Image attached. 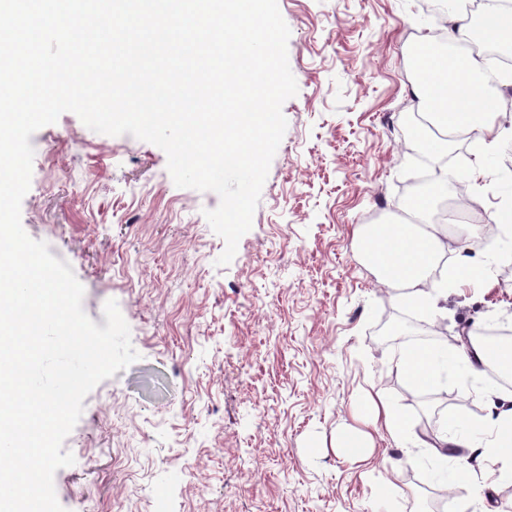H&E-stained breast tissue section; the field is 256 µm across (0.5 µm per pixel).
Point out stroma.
I'll return each mask as SVG.
<instances>
[{
    "instance_id": "1",
    "label": "stroma",
    "mask_w": 512,
    "mask_h": 512,
    "mask_svg": "<svg viewBox=\"0 0 512 512\" xmlns=\"http://www.w3.org/2000/svg\"><path fill=\"white\" fill-rule=\"evenodd\" d=\"M278 0L298 84L287 129L251 229L230 264L204 216L214 192L176 187L159 147L87 128L72 112L37 130L21 222L68 262L83 309L105 326L115 300L140 358L100 382L63 448L74 465L54 488L66 512H512V474H473L419 447L439 430L472 432L491 398L512 393L446 380L422 391L398 370L409 342L378 330L401 301L353 246L366 215L402 216L415 159L405 126L415 111L410 44L460 16L445 0ZM482 158L467 182L483 213L502 203L512 137L490 150L458 138L449 153ZM481 280L449 289L417 320L456 335L489 321L512 330V269L469 228ZM380 391L405 424L374 434L363 460L336 448L359 425L362 389ZM443 469V481L428 480Z\"/></svg>"
}]
</instances>
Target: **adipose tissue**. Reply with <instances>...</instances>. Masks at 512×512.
Masks as SVG:
<instances>
[{"instance_id":"adipose-tissue-1","label":"adipose tissue","mask_w":512,"mask_h":512,"mask_svg":"<svg viewBox=\"0 0 512 512\" xmlns=\"http://www.w3.org/2000/svg\"><path fill=\"white\" fill-rule=\"evenodd\" d=\"M480 70L478 61L469 54L449 56L447 63L430 58L423 62L417 87V106L431 110V102H440V110L432 112L434 123L443 129L446 137L436 144L438 151L448 149V139L468 135L481 141L497 142L505 131L494 124V113L476 107L472 90L475 75ZM431 208L423 205L408 207L409 218L392 225L390 232L376 234L356 231L354 247L365 260L377 264L386 286L398 298L420 305H436L445 288L437 282L434 273L445 255V244L436 225L429 220ZM454 360L466 372L471 383H479L491 364H498L506 372L512 371V348H490L479 341H471L454 354ZM489 439L480 443L467 435L440 432L434 441L438 455L454 458L464 455L458 480L468 482L473 467L486 463H502V449L512 447V406L489 402L488 413L480 423Z\"/></svg>"}]
</instances>
